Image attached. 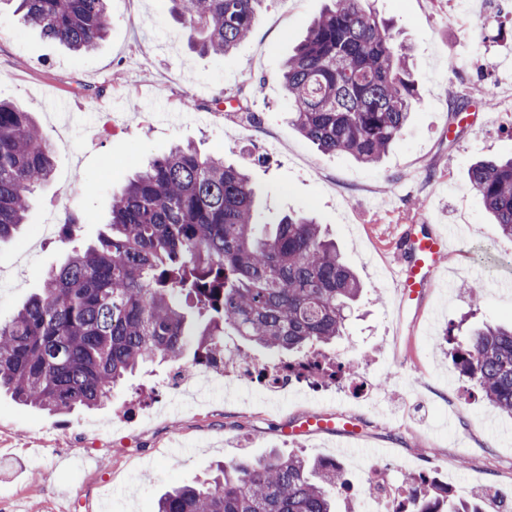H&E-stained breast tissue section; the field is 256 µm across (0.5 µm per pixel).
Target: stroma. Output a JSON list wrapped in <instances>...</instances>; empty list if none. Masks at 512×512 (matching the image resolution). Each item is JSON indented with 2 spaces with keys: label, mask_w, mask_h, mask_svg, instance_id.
<instances>
[{
  "label": "stroma",
  "mask_w": 512,
  "mask_h": 512,
  "mask_svg": "<svg viewBox=\"0 0 512 512\" xmlns=\"http://www.w3.org/2000/svg\"><path fill=\"white\" fill-rule=\"evenodd\" d=\"M327 0H263L251 34L221 57L194 49L164 0H108L109 33L78 56L0 8V100L31 112L44 137L79 129L55 150L50 180L31 199L30 222L0 244V319L42 286L70 248L57 238L21 260L37 225L85 222L92 242L112 194L151 158L179 143L239 162L251 155L262 221L314 216L363 285L337 347H353L378 388L345 402V383L294 387L288 397L207 389L205 404L166 388L174 364L145 366L106 405L52 413L0 397V512H155L172 487L212 466L298 453L341 464L348 480L336 512H366V470L379 463L390 488L423 474L456 499L488 485L512 496V417L492 408L453 368L447 332L512 323V238L491 224L468 171L512 157V0H370L412 54L420 102L383 161L325 155L290 121L281 69ZM463 112H454L455 103ZM246 105L251 119L241 122ZM221 111L214 123L208 114ZM451 230L456 250L439 287L394 309V255L410 225ZM337 412L360 433L294 437L303 416Z\"/></svg>",
  "instance_id": "35a3bbf8"
}]
</instances>
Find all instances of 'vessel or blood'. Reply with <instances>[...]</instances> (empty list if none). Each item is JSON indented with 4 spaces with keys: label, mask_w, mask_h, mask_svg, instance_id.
Returning <instances> with one entry per match:
<instances>
[{
    "label": "vessel or blood",
    "mask_w": 512,
    "mask_h": 512,
    "mask_svg": "<svg viewBox=\"0 0 512 512\" xmlns=\"http://www.w3.org/2000/svg\"><path fill=\"white\" fill-rule=\"evenodd\" d=\"M406 239L410 250L405 255L403 265L394 273L395 297L401 304L435 287L436 273L443 261L449 258L451 248L447 232L430 224L421 225L419 232L407 233ZM357 431L355 419L348 416L330 420L312 415L294 429L299 436L311 432L354 434Z\"/></svg>",
    "instance_id": "b4317fda"
}]
</instances>
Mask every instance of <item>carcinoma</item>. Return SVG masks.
<instances>
[{
    "label": "carcinoma",
    "instance_id": "cac0c4a2",
    "mask_svg": "<svg viewBox=\"0 0 512 512\" xmlns=\"http://www.w3.org/2000/svg\"><path fill=\"white\" fill-rule=\"evenodd\" d=\"M22 23L78 54L110 25L107 0H0ZM204 54L222 56L253 30L263 0H167ZM290 119L324 153L375 165L420 97L410 48L367 0H330L282 69ZM53 151L30 113L0 102V243L27 223L30 197L53 171ZM469 183L501 233L512 237V159L479 160ZM82 219L61 236L66 262L7 322L0 321V393L70 413L112 398L127 375L158 361H224L227 330L259 347L311 358L323 381L347 366L323 354L346 327L362 285L313 218L262 223L244 164L188 145L154 158L112 195L108 231L82 244ZM454 342L451 360L486 400L512 416V326H486ZM397 512H485L481 497L448 508L425 498L423 475ZM336 461L270 453L232 461L213 477L163 493L156 512H334L344 485Z\"/></svg>",
    "mask_w": 512,
    "mask_h": 512
}]
</instances>
